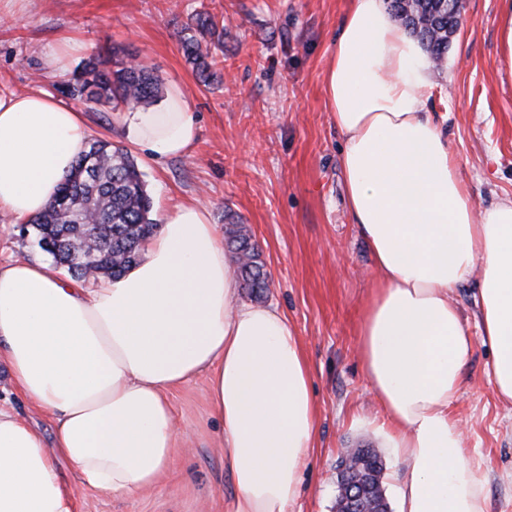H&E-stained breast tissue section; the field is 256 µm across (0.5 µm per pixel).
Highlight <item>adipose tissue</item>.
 <instances>
[{"mask_svg":"<svg viewBox=\"0 0 512 512\" xmlns=\"http://www.w3.org/2000/svg\"><path fill=\"white\" fill-rule=\"evenodd\" d=\"M429 72L388 0H351L325 94L346 207L378 272L360 350L380 428L407 466L398 512H486V476L454 413L473 341L449 294L477 277L480 336L512 403V199L476 209L428 107ZM121 128L155 161L185 155L197 135L177 87ZM88 137L51 94L0 95V213L26 224L44 212ZM158 221L142 260L94 289L48 263L0 264V364L55 420L48 449L0 409V512H76L77 483L119 497L154 487L178 446L167 394L203 373L235 487L226 512L297 501L317 434L300 342L277 308L237 304L236 267L205 206L186 200Z\"/></svg>","mask_w":512,"mask_h":512,"instance_id":"adipose-tissue-1","label":"adipose tissue"}]
</instances>
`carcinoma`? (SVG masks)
Returning <instances> with one entry per match:
<instances>
[{
    "mask_svg": "<svg viewBox=\"0 0 512 512\" xmlns=\"http://www.w3.org/2000/svg\"><path fill=\"white\" fill-rule=\"evenodd\" d=\"M390 8L423 46L429 59L441 64L448 39L462 13L448 0H389ZM182 50L198 77H218L217 62L196 37H185ZM159 76L132 61L91 55L73 81L59 87L68 98L135 108L160 97ZM151 197L134 159L119 147L93 141L75 160L48 208L33 222L39 247L75 278L118 277L140 257L142 244L153 234ZM224 240L235 254L239 276L250 294L267 287V272L246 225L230 220ZM360 471L368 469L382 480L383 462L368 449L356 453Z\"/></svg>",
    "mask_w": 512,
    "mask_h": 512,
    "instance_id": "obj_1",
    "label": "carcinoma"
}]
</instances>
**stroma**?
Segmentation results:
<instances>
[{
    "mask_svg": "<svg viewBox=\"0 0 512 512\" xmlns=\"http://www.w3.org/2000/svg\"><path fill=\"white\" fill-rule=\"evenodd\" d=\"M350 0H0V92L56 94L62 81L47 58L67 54L75 71L96 51L116 52L179 87L195 114L188 154L154 162L134 152L154 206L194 199L220 225L237 215L251 230L269 274L262 305L283 311L305 353L318 413L317 446L291 512H335L341 451L372 448L384 464L383 487L405 465L374 428L383 413L359 355V327L376 269L352 224L340 168L342 138L327 108L324 80L336 26ZM505 0H465L464 21L448 56L432 68L431 111L443 117L451 149L477 208L512 198V79L500 76L497 20ZM223 24L201 40L222 77L201 83L181 36L198 14ZM90 139L124 146L110 107L72 101ZM47 260L34 234L0 218V263ZM451 297L469 332L480 310L473 283ZM493 355L481 338L464 369L455 407L464 446L487 475V512H512V403L495 393ZM181 445L162 482L125 499L76 486L77 512H226L234 484L224 461L208 377L170 391ZM0 408L53 434L52 418L25 399L0 366Z\"/></svg>",
    "mask_w": 512,
    "mask_h": 512,
    "instance_id": "35a3bbf8",
    "label": "stroma"
}]
</instances>
